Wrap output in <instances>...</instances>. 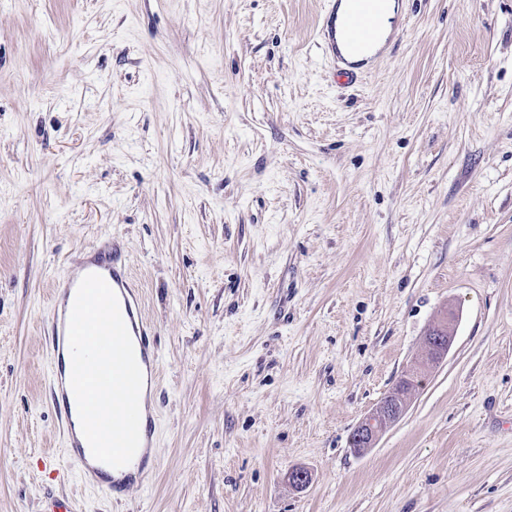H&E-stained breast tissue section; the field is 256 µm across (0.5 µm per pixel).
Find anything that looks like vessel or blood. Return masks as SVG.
<instances>
[{"label": "vessel or blood", "instance_id": "1", "mask_svg": "<svg viewBox=\"0 0 512 512\" xmlns=\"http://www.w3.org/2000/svg\"><path fill=\"white\" fill-rule=\"evenodd\" d=\"M318 35L324 40L332 59L343 62L339 75L352 79L355 66L351 59L370 52L376 45L390 46L396 38L395 23L385 13L386 0H324ZM92 271L100 275L116 293L120 310L133 341L136 359L150 374L160 371V353L156 337L147 323L132 288L127 271L109 267L103 261L93 263ZM81 277L68 273L63 282L65 291H51L48 315L52 326L51 355H58L60 343L68 334L69 318ZM69 456L82 473L102 471L104 464L93 460L88 442L67 437Z\"/></svg>", "mask_w": 512, "mask_h": 512}]
</instances>
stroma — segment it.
<instances>
[{
	"label": "stroma",
	"instance_id": "obj_1",
	"mask_svg": "<svg viewBox=\"0 0 512 512\" xmlns=\"http://www.w3.org/2000/svg\"><path fill=\"white\" fill-rule=\"evenodd\" d=\"M401 2L343 87L323 0H0V512H512V0ZM110 241L161 354L153 472L113 498L45 346L52 281ZM456 313L445 307L425 336L420 353L407 364L400 378L380 402L358 423L351 438L353 451L364 454L374 448L381 434L397 422L409 407L414 393L429 372L447 357L454 341Z\"/></svg>",
	"mask_w": 512,
	"mask_h": 512
}]
</instances>
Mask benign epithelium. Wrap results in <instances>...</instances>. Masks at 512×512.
<instances>
[{"mask_svg": "<svg viewBox=\"0 0 512 512\" xmlns=\"http://www.w3.org/2000/svg\"><path fill=\"white\" fill-rule=\"evenodd\" d=\"M455 319L456 313L451 308L440 312L437 322L425 336L420 353L404 367L390 393L358 423L351 438L356 454H364L375 447L381 434L405 414L412 396L429 372L447 357L454 341Z\"/></svg>", "mask_w": 512, "mask_h": 512, "instance_id": "1", "label": "benign epithelium"}]
</instances>
